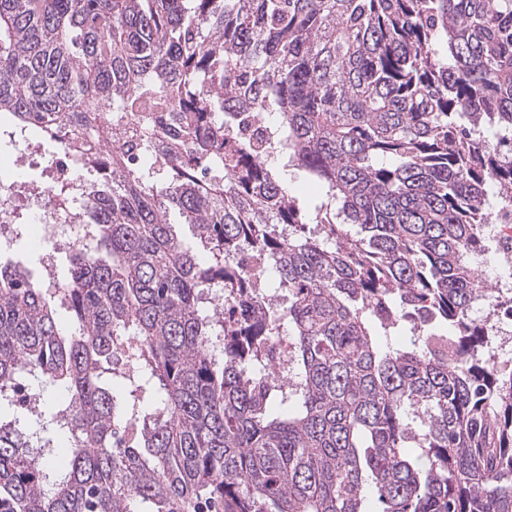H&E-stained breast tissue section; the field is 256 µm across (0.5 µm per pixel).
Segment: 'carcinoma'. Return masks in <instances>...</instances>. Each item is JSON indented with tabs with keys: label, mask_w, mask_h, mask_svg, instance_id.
Returning a JSON list of instances; mask_svg holds the SVG:
<instances>
[{
	"label": "carcinoma",
	"mask_w": 512,
	"mask_h": 512,
	"mask_svg": "<svg viewBox=\"0 0 512 512\" xmlns=\"http://www.w3.org/2000/svg\"><path fill=\"white\" fill-rule=\"evenodd\" d=\"M0 112L100 180V249L0 270L5 512H512V364L470 315L512 0H0ZM30 376L65 402L27 433Z\"/></svg>",
	"instance_id": "cac0c4a2"
}]
</instances>
